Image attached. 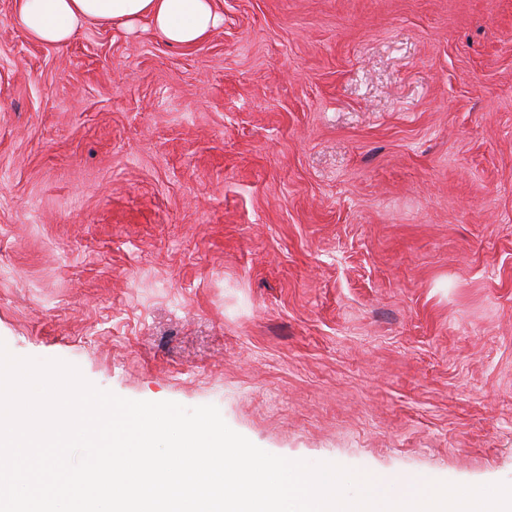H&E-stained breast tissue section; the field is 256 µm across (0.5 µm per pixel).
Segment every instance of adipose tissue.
I'll use <instances>...</instances> for the list:
<instances>
[{
    "instance_id": "1",
    "label": "adipose tissue",
    "mask_w": 512,
    "mask_h": 512,
    "mask_svg": "<svg viewBox=\"0 0 512 512\" xmlns=\"http://www.w3.org/2000/svg\"><path fill=\"white\" fill-rule=\"evenodd\" d=\"M17 20L49 45L69 42L86 24L127 28L148 21L171 45L191 47L222 23L217 0H18Z\"/></svg>"
}]
</instances>
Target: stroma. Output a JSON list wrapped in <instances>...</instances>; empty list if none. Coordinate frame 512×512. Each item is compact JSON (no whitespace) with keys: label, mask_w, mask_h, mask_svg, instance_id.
<instances>
[{"label":"stroma","mask_w":512,"mask_h":512,"mask_svg":"<svg viewBox=\"0 0 512 512\" xmlns=\"http://www.w3.org/2000/svg\"><path fill=\"white\" fill-rule=\"evenodd\" d=\"M0 0V342L287 459L512 484V0ZM216 0H18L17 20L28 34L64 45L85 24L127 28L147 20L171 45L191 47L222 23Z\"/></svg>","instance_id":"35a3bbf8"}]
</instances>
